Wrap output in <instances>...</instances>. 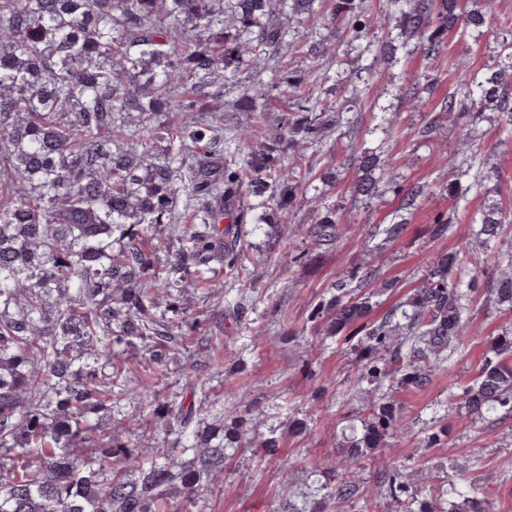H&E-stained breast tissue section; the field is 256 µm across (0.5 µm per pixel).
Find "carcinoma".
I'll list each match as a JSON object with an SVG mask.
<instances>
[{
	"mask_svg": "<svg viewBox=\"0 0 512 512\" xmlns=\"http://www.w3.org/2000/svg\"><path fill=\"white\" fill-rule=\"evenodd\" d=\"M390 18L417 39L424 54L444 56L445 35L465 20L481 27L484 14L457 13L458 0H389ZM283 0H0V512H199L202 492L224 481V469L242 447L247 414L224 425L212 415L206 383L184 369L189 399L163 400L160 380L127 379L129 350L149 353L153 371L179 354L201 331L203 318L185 307L212 263L235 274L239 252L219 237L243 193L276 196L279 185L307 177L305 152L337 125L330 104L315 97L301 76L286 78L294 111L263 127L296 153L279 164L254 148L255 131L225 127L224 115L197 100L206 89L246 87L270 59L287 48ZM372 16L361 0H336L333 20L351 39L368 32ZM236 31L230 41L226 32ZM315 69L336 65L335 49H312ZM508 64L483 78L460 56L462 79L442 102L453 117L480 104L512 125ZM421 77L404 75L407 99L419 101ZM177 121L160 119L164 113ZM469 155L448 191L474 178L497 185V168H474V134L462 133ZM361 173L359 194L379 193L372 171L377 155L348 158ZM400 198L386 243L401 240L425 187H392ZM191 213L181 223L177 202ZM307 237L317 245L341 238L336 212L315 199ZM288 223L285 204L269 218ZM512 230V212L490 207L471 225L482 250ZM163 254L160 266L154 256ZM484 263L471 255L464 270L455 253L427 262L420 285L381 319H372L378 270L361 264L336 280L314 309L323 335L351 344L358 380L421 387L472 329L477 277ZM496 302L512 314V252L490 281ZM106 337L103 344L100 337ZM465 404L480 418L512 413V327L490 341ZM166 421L164 438L138 447L141 418H119L131 393ZM211 424L202 425L206 416ZM408 424L394 401L371 402L350 434L333 480L308 512H335L360 488L357 459L401 436ZM392 501L415 491L401 471H384ZM455 500H431L418 512H490L486 502L451 488Z\"/></svg>",
	"mask_w": 512,
	"mask_h": 512,
	"instance_id": "carcinoma-1",
	"label": "carcinoma"
}]
</instances>
